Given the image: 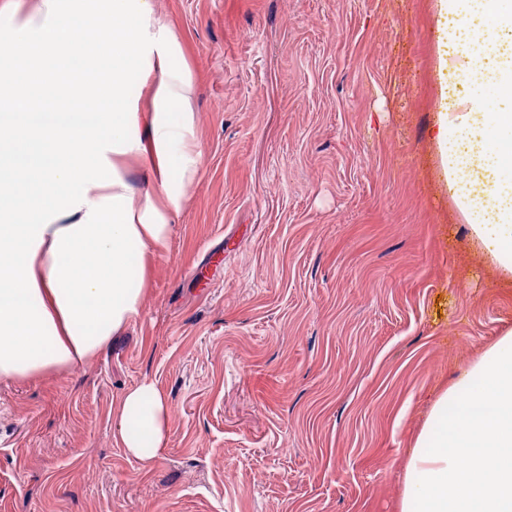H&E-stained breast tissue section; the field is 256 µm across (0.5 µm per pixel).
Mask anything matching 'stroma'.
<instances>
[{"instance_id": "35a3bbf8", "label": "stroma", "mask_w": 512, "mask_h": 512, "mask_svg": "<svg viewBox=\"0 0 512 512\" xmlns=\"http://www.w3.org/2000/svg\"><path fill=\"white\" fill-rule=\"evenodd\" d=\"M433 0H153L202 151L140 316L0 381V512H399L435 399L512 330L429 140ZM168 397L163 451L119 402ZM171 411L167 396L153 382H141L121 400L115 430L117 441L140 462L152 463L163 450Z\"/></svg>"}]
</instances>
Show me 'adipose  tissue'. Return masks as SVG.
Instances as JSON below:
<instances>
[{
	"instance_id": "adipose-tissue-1",
	"label": "adipose tissue",
	"mask_w": 512,
	"mask_h": 512,
	"mask_svg": "<svg viewBox=\"0 0 512 512\" xmlns=\"http://www.w3.org/2000/svg\"><path fill=\"white\" fill-rule=\"evenodd\" d=\"M445 43L432 140L457 221L502 280H512V0H434ZM112 14V46L66 55L85 11ZM0 40L35 45L0 58V379L41 378L98 356L141 314L147 255L171 221L202 153L188 110L191 73L152 0H9ZM112 72L58 88L56 70ZM493 86L494 96L476 94ZM150 96L140 111L132 91ZM84 112H21L31 93ZM100 111H92V104ZM151 172L156 192L128 181ZM171 416L153 382L127 391L115 437L142 463L162 451ZM400 512H512V330L434 403L411 454Z\"/></svg>"
}]
</instances>
